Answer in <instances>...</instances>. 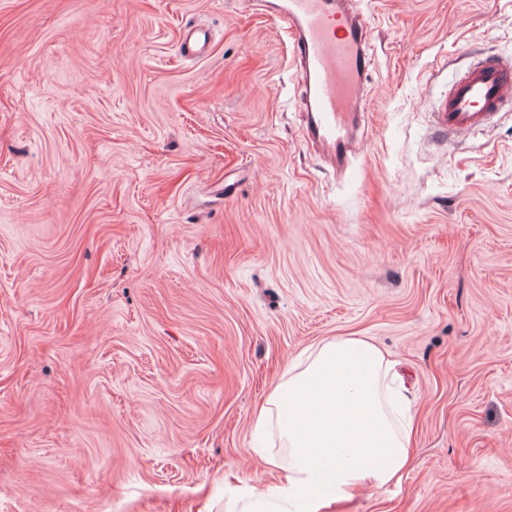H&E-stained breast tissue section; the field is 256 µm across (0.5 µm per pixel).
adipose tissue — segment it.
I'll return each mask as SVG.
<instances>
[{
    "instance_id": "obj_1",
    "label": "adipose tissue",
    "mask_w": 512,
    "mask_h": 512,
    "mask_svg": "<svg viewBox=\"0 0 512 512\" xmlns=\"http://www.w3.org/2000/svg\"><path fill=\"white\" fill-rule=\"evenodd\" d=\"M396 362L369 340L344 336L307 349L256 417L277 422L291 450L288 465L272 456L289 497L319 508L364 481L400 479L410 455L413 417L396 385Z\"/></svg>"
}]
</instances>
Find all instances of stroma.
Segmentation results:
<instances>
[{"instance_id":"obj_1","label":"stroma","mask_w":512,"mask_h":512,"mask_svg":"<svg viewBox=\"0 0 512 512\" xmlns=\"http://www.w3.org/2000/svg\"><path fill=\"white\" fill-rule=\"evenodd\" d=\"M349 171L247 0H0V512H242L257 411L363 336L414 402L400 482L319 512H512V109L448 139L512 0H359ZM205 56L180 51L186 24Z\"/></svg>"}]
</instances>
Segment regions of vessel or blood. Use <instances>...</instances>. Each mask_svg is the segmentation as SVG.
<instances>
[{
	"label": "vessel or blood",
	"instance_id": "1",
	"mask_svg": "<svg viewBox=\"0 0 512 512\" xmlns=\"http://www.w3.org/2000/svg\"><path fill=\"white\" fill-rule=\"evenodd\" d=\"M268 13L291 47L306 136L331 161L350 150L348 117L368 74L372 30L352 0H269ZM512 105V64H484L458 75L437 112L440 129L471 132Z\"/></svg>",
	"mask_w": 512,
	"mask_h": 512
}]
</instances>
